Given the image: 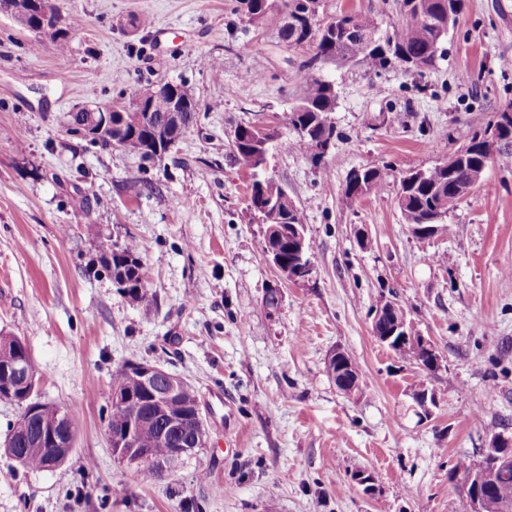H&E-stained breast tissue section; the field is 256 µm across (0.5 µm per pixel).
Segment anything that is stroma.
Returning a JSON list of instances; mask_svg holds the SVG:
<instances>
[{
	"mask_svg": "<svg viewBox=\"0 0 512 512\" xmlns=\"http://www.w3.org/2000/svg\"><path fill=\"white\" fill-rule=\"evenodd\" d=\"M78 17L66 49L0 14V336H20L35 396L75 409L77 446L56 469L0 457V512H459L449 479L491 435H512V143L451 209L449 232L412 234L401 175L427 169L512 106V0H467L424 73L325 64L336 136L323 157L298 147L288 115L310 48L278 40V13L254 25L233 0H54ZM400 0H321L391 30ZM144 27L130 33V18ZM185 83L196 122L162 160L103 150L66 115L130 103L138 89ZM272 135L267 174L305 224L313 271L283 280L248 207L250 174L232 159L236 126ZM380 190L342 205L352 170ZM136 242L152 272L146 300L120 292L103 248ZM277 290L267 309L263 298ZM397 302L435 347V370L380 343L371 314ZM343 350L360 392L326 370ZM149 361L191 383L204 448L172 475L113 456L105 426L112 374ZM433 390L423 416L412 398ZM372 477L364 491L354 477Z\"/></svg>",
	"mask_w": 512,
	"mask_h": 512,
	"instance_id": "stroma-1",
	"label": "stroma"
}]
</instances>
